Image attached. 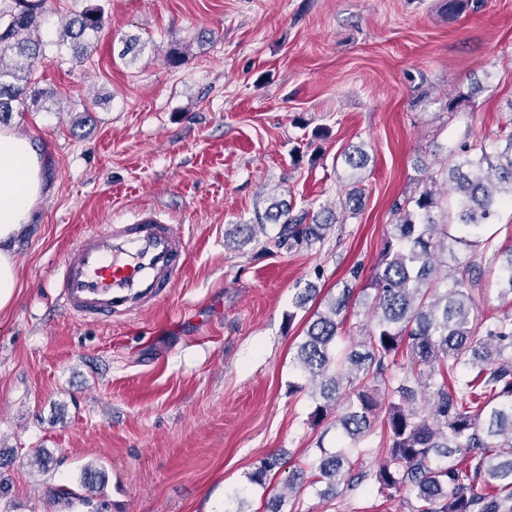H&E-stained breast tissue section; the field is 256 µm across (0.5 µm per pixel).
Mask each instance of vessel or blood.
<instances>
[{"label": "vessel or blood", "instance_id": "obj_1", "mask_svg": "<svg viewBox=\"0 0 512 512\" xmlns=\"http://www.w3.org/2000/svg\"><path fill=\"white\" fill-rule=\"evenodd\" d=\"M187 256L179 225L143 208L132 223L85 231L54 266L50 286L59 306L75 318L131 317L166 296Z\"/></svg>", "mask_w": 512, "mask_h": 512}]
</instances>
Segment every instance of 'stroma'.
Segmentation results:
<instances>
[{
  "label": "stroma",
  "instance_id": "stroma-1",
  "mask_svg": "<svg viewBox=\"0 0 512 512\" xmlns=\"http://www.w3.org/2000/svg\"><path fill=\"white\" fill-rule=\"evenodd\" d=\"M103 5L89 61L52 43L61 21ZM50 48L35 77L48 107L13 113L44 161V197L15 245L19 288L0 313V512H87L49 496L80 490L86 467L108 512H267L292 469L335 450L312 425L295 354L319 310L294 306L315 283L360 292L342 330L358 339L395 201L421 166L462 142L512 131V0L455 19L440 0H47ZM136 39L124 53L127 39ZM184 57L170 65V50ZM468 100L448 110L449 96ZM362 147V208L324 240L252 239L270 195L294 211L336 205ZM148 207L189 242L183 275L149 310L78 321L49 286L92 226ZM286 466L263 484L260 459ZM295 512H410L368 489L333 500L304 489Z\"/></svg>",
  "mask_w": 512,
  "mask_h": 512
}]
</instances>
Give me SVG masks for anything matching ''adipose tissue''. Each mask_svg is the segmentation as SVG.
I'll use <instances>...</instances> for the list:
<instances>
[{"label": "adipose tissue", "mask_w": 512, "mask_h": 512, "mask_svg": "<svg viewBox=\"0 0 512 512\" xmlns=\"http://www.w3.org/2000/svg\"><path fill=\"white\" fill-rule=\"evenodd\" d=\"M43 193L42 162L32 141L0 127V311L17 293L18 272L10 242L30 224Z\"/></svg>", "instance_id": "adipose-tissue-1"}]
</instances>
